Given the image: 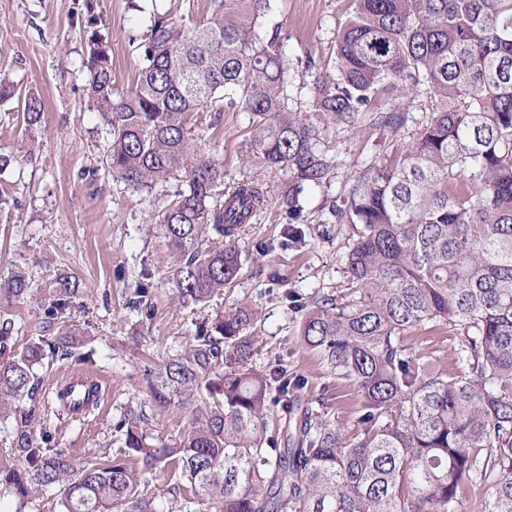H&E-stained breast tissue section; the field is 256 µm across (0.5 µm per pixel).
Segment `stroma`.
Returning <instances> with one entry per match:
<instances>
[{
	"label": "stroma",
	"instance_id": "35a3bbf8",
	"mask_svg": "<svg viewBox=\"0 0 512 512\" xmlns=\"http://www.w3.org/2000/svg\"><path fill=\"white\" fill-rule=\"evenodd\" d=\"M90 1L97 29L110 47L114 86L127 90L136 79L137 45L144 33L131 0H0V78L40 95L45 103L42 130L32 135L16 117V99L0 100V153L11 159L0 171V277L21 269L39 288L68 277L74 294L61 324L45 323L43 298L12 305L16 344L54 340L66 324L74 329L69 341L75 355L85 357L81 363L75 355L46 360L37 370V389L23 405L41 407L57 384L80 373L93 376L103 392L88 416H36L37 437L80 462L109 457L120 447L118 424L135 412L144 416V427L153 436L177 439L186 418L155 403L148 393V373L186 345L196 322L240 302L258 311L253 365L269 369L285 362L291 372L305 376L306 399H324L331 420L354 430L360 415L356 387L301 344L302 315L286 295L297 291L308 299L327 294L346 301L356 298L346 273L351 230L333 224L329 235H320L324 209L332 203L344 205L352 177L365 161L385 159L398 140L412 138L422 112L411 111L394 139L371 126L369 116L350 127L316 110L307 86L331 71L336 33L352 10V0H279L274 20L288 56L285 106L319 131L334 174L323 187L304 193V244L283 245L288 222L281 199L285 175L242 165L247 116L225 109L221 123L206 130L202 150L222 161L225 186L257 181L266 203L242 231L244 264L233 290L197 308L182 307L172 283L173 258L153 221L159 209L153 194L113 180L98 168L108 134L84 94L82 58ZM144 270L153 309L149 320L129 305L134 282Z\"/></svg>",
	"mask_w": 512,
	"mask_h": 512
}]
</instances>
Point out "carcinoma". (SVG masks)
Here are the masks:
<instances>
[{
    "label": "carcinoma",
    "instance_id": "1",
    "mask_svg": "<svg viewBox=\"0 0 512 512\" xmlns=\"http://www.w3.org/2000/svg\"><path fill=\"white\" fill-rule=\"evenodd\" d=\"M276 0H211L210 21L179 25L151 0L136 83L123 93L100 32L88 38L85 92L109 126L102 164L112 178L153 191L185 187L157 212L175 259L180 304L199 306L230 288L242 262L239 231L265 206L258 183L224 189V166L201 152L193 116L221 121L224 106L248 115L242 163L280 169L288 213L334 168L318 132L284 109L288 63ZM313 106L341 123L373 113L393 136L412 104L425 112L416 135L353 179L346 207L329 209L355 236L346 269L359 297L325 295L299 308L303 345L354 385L361 414L352 435L303 400L305 377L280 364L249 366L256 312L240 304L195 323L193 338L150 374L164 407L185 409L172 443L153 442L132 413L123 451L82 465L33 433L34 366L71 358L66 335L15 347L0 314V487L18 498L59 488L50 512H149L142 475L172 464L168 512H470L464 490L485 495L481 512H512V0H352L336 34L334 75L309 84ZM43 99L27 93L21 119L42 128ZM223 240L211 247L209 240ZM149 284L129 304L147 319ZM22 271L0 282V302L34 295ZM44 310L66 314L71 282L48 289ZM448 331L458 369L412 363L406 336ZM64 390L51 401L72 415Z\"/></svg>",
    "mask_w": 512,
    "mask_h": 512
}]
</instances>
